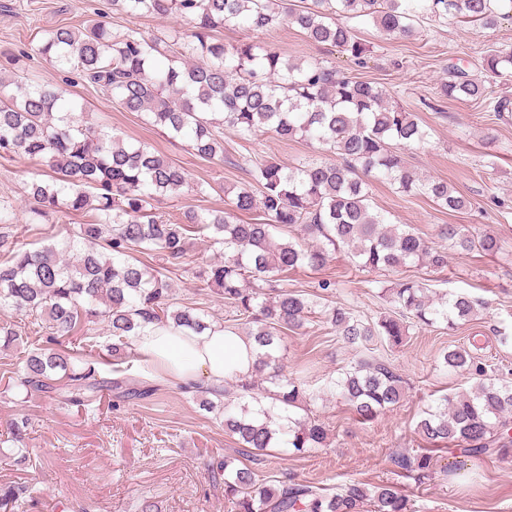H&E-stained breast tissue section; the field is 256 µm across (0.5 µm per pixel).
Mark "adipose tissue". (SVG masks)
<instances>
[{"instance_id":"adipose-tissue-1","label":"adipose tissue","mask_w":512,"mask_h":512,"mask_svg":"<svg viewBox=\"0 0 512 512\" xmlns=\"http://www.w3.org/2000/svg\"><path fill=\"white\" fill-rule=\"evenodd\" d=\"M136 348L143 359L158 365L165 378L186 391L197 385L219 387L227 380L247 379L258 354L254 342L220 327L196 335L151 323L137 336Z\"/></svg>"}]
</instances>
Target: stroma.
Listing matches in <instances>:
<instances>
[{
	"mask_svg": "<svg viewBox=\"0 0 512 512\" xmlns=\"http://www.w3.org/2000/svg\"><path fill=\"white\" fill-rule=\"evenodd\" d=\"M101 19L113 30L129 26L148 34L188 25L184 18L116 15L109 0H0V72L63 90L83 105L92 121L126 142L144 144L167 156L186 170L191 181L211 184L204 198L190 192L162 197L156 205L158 213L175 220L190 208L228 209L226 187H257L250 167L242 163L249 156L288 167L327 158L325 148L316 143L283 140L271 133L244 142L228 133L223 159H200L186 140L168 137L144 115L120 110L106 94L39 55L44 31L62 25L79 28ZM356 30L360 42L370 49L367 64L360 69L354 68L348 53L312 43L289 23L252 33L228 26L219 36L228 45L252 40L295 63L320 58L338 69L355 70L357 77L381 83L392 101L430 127L426 143L403 151L409 170L422 179L447 180L471 197L476 209L451 215L439 211L426 197L404 195L378 180L371 183L372 202L392 223L411 226L436 246L442 242L440 229L445 224H463L501 239L503 248L496 255L452 252L444 271L421 264L405 271L406 276L427 283L433 295L458 291L479 300L476 316L453 333L439 324L417 325L411 327L404 346L356 351L323 324L322 312L337 306L357 316L378 317L391 307L378 293L394 280V273L352 269L341 254L326 271L289 272V286L300 290L313 291L326 274L335 278L337 286L333 295L315 299L314 316L305 328L285 332L284 372L298 376L313 391L358 360L385 358L405 380L406 396L396 409L364 424L337 400L310 401L302 414L326 425V447L303 455L272 448L257 456L225 433L221 417L160 377L154 381V394L145 400L106 392L92 405L78 407L27 395L8 381L5 372L15 368L32 346L83 357L105 378L117 370L137 371V353L127 347L113 350V340L101 323L93 338L79 331L50 340L35 334L21 313L0 310V321L15 323L20 333L15 347L0 350V485L35 487L34 501L21 512H142L147 505L152 512H228L224 478L210 468L227 455L237 457L260 483L291 480L330 492L349 480L392 483L408 496L412 512H512V457H466L437 448L434 472L420 482L406 477L394 463L396 456L425 448L416 430L420 411L440 395L474 382L471 376L446 370L441 357L444 348L465 346L479 362L503 374L512 371V341L504 344L499 338L500 332L512 333V112L499 119L489 103L448 100L438 93L441 81L459 67L470 77L485 80L494 96L512 98V78H486L480 67L487 51L512 46V17L499 18L492 27L452 17L425 19L416 24L413 35L397 39L370 23L357 24ZM44 176V167L27 159L0 157V201L13 206L17 233L33 247L54 242L86 219L78 213L31 223L25 188ZM218 258L206 236L193 234L186 258L170 267L168 275L176 302L198 305L221 324L230 318V308L219 292L204 288L196 277L201 267ZM21 420L27 423L23 457L17 449L2 445L9 424Z\"/></svg>",
	"mask_w": 512,
	"mask_h": 512,
	"instance_id": "35a3bbf8",
	"label": "stroma"
}]
</instances>
